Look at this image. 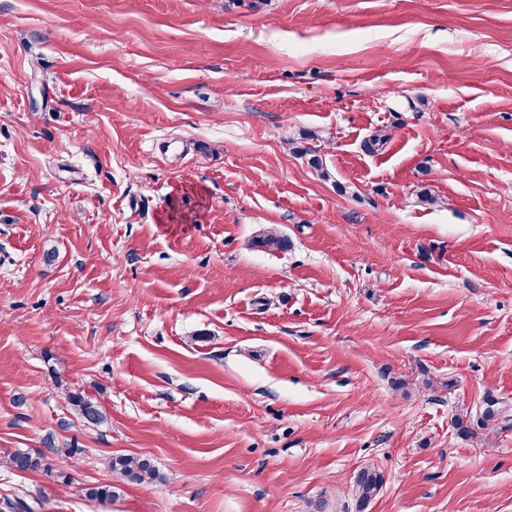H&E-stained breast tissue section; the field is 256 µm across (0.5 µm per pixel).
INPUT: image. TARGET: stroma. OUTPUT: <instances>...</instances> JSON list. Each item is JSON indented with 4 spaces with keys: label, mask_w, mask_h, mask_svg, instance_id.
Wrapping results in <instances>:
<instances>
[{
    "label": "stroma",
    "mask_w": 512,
    "mask_h": 512,
    "mask_svg": "<svg viewBox=\"0 0 512 512\" xmlns=\"http://www.w3.org/2000/svg\"><path fill=\"white\" fill-rule=\"evenodd\" d=\"M364 467L512 512V0H0V512H356ZM67 399L76 414L87 423L97 424L103 420V414L90 400L86 399L81 392H69ZM111 468L131 481L150 484L159 478L147 459L140 457H123L111 462Z\"/></svg>",
    "instance_id": "1"
}]
</instances>
